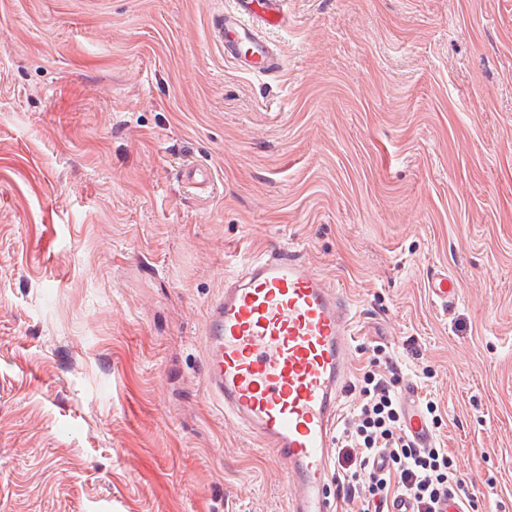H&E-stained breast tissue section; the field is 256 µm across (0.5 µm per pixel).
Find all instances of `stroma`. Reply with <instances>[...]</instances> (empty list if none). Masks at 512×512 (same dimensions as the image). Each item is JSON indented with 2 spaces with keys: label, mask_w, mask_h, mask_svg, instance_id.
<instances>
[{
  "label": "stroma",
  "mask_w": 512,
  "mask_h": 512,
  "mask_svg": "<svg viewBox=\"0 0 512 512\" xmlns=\"http://www.w3.org/2000/svg\"><path fill=\"white\" fill-rule=\"evenodd\" d=\"M232 6L0 0V512H286L202 379L208 302L279 246L354 305L351 383L386 345L512 512V0H287L274 75L212 42ZM181 181L193 188H206L212 184L210 169L203 163L197 161L184 162L179 170ZM427 288L431 299L440 302L444 307L453 304L459 295V289L454 281L448 278V273L431 274L427 280Z\"/></svg>",
  "instance_id": "1"
}]
</instances>
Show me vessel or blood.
<instances>
[{
    "instance_id": "1",
    "label": "vessel or blood",
    "mask_w": 512,
    "mask_h": 512,
    "mask_svg": "<svg viewBox=\"0 0 512 512\" xmlns=\"http://www.w3.org/2000/svg\"><path fill=\"white\" fill-rule=\"evenodd\" d=\"M285 6L234 0L233 9L212 14L210 31L225 58L249 72H279L282 59L263 32L283 25ZM179 176L194 188L211 183L210 169L197 161L184 162ZM427 288L445 306L459 295L442 272L431 274ZM354 327L343 291L290 248L247 259L207 306L204 385L225 416L286 462L287 512H333L330 448ZM416 396L411 387L403 394L407 428L427 448L434 437Z\"/></svg>"
}]
</instances>
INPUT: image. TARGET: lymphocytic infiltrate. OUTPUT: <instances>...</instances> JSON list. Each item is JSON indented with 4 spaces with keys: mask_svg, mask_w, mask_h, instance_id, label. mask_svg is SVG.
Masks as SVG:
<instances>
[{
    "mask_svg": "<svg viewBox=\"0 0 512 512\" xmlns=\"http://www.w3.org/2000/svg\"><path fill=\"white\" fill-rule=\"evenodd\" d=\"M351 420L337 441L338 495L350 512H387L392 492L414 512H440L448 497L474 504L447 449L420 448L405 434L395 385L400 370L383 346L373 349Z\"/></svg>",
    "mask_w": 512,
    "mask_h": 512,
    "instance_id": "f902f5d3",
    "label": "lymphocytic infiltrate"
}]
</instances>
